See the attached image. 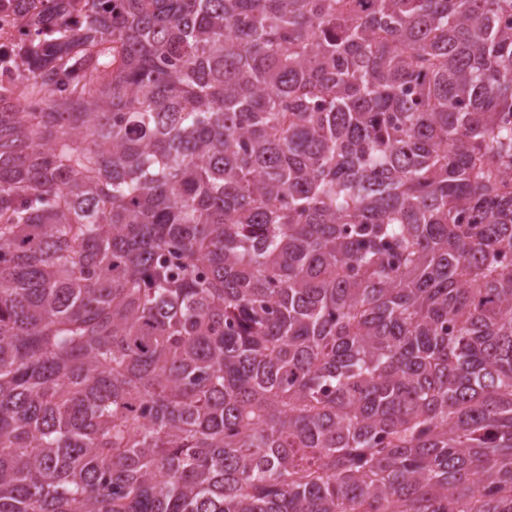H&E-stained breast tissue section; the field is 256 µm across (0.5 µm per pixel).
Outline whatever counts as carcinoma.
Masks as SVG:
<instances>
[{"mask_svg":"<svg viewBox=\"0 0 512 512\" xmlns=\"http://www.w3.org/2000/svg\"><path fill=\"white\" fill-rule=\"evenodd\" d=\"M512 0H85L0 95V512H512Z\"/></svg>","mask_w":512,"mask_h":512,"instance_id":"obj_1","label":"carcinoma"}]
</instances>
